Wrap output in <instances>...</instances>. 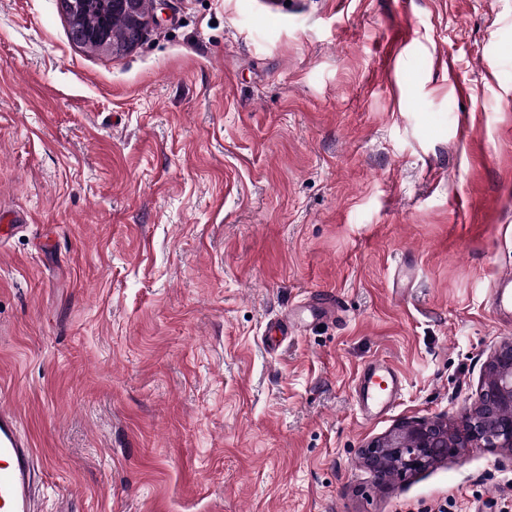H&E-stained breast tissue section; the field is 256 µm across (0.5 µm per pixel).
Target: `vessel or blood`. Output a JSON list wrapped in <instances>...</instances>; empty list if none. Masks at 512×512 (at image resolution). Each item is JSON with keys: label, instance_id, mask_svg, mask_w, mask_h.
Segmentation results:
<instances>
[{"label": "vessel or blood", "instance_id": "vessel-or-blood-1", "mask_svg": "<svg viewBox=\"0 0 512 512\" xmlns=\"http://www.w3.org/2000/svg\"><path fill=\"white\" fill-rule=\"evenodd\" d=\"M494 316L512 323V270L503 271L489 292ZM297 323L295 313H288L267 336L268 347L281 346L292 335ZM403 378L387 360L375 358L360 372L354 401L362 416L375 418L386 414L400 397ZM35 452L20 432L15 411L0 405V512H32Z\"/></svg>", "mask_w": 512, "mask_h": 512}]
</instances>
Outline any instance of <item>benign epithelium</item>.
<instances>
[{
    "label": "benign epithelium",
    "mask_w": 512,
    "mask_h": 512,
    "mask_svg": "<svg viewBox=\"0 0 512 512\" xmlns=\"http://www.w3.org/2000/svg\"><path fill=\"white\" fill-rule=\"evenodd\" d=\"M89 0L61 2L81 38ZM100 5L128 15L134 26L149 27L157 15L140 17V0H100ZM469 448L512 452V340L496 347L485 364L477 401L457 426L439 418L410 420L360 449L364 466L379 484L404 479Z\"/></svg>",
    "instance_id": "1"
}]
</instances>
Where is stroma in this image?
Masks as SVG:
<instances>
[{"mask_svg":"<svg viewBox=\"0 0 512 512\" xmlns=\"http://www.w3.org/2000/svg\"><path fill=\"white\" fill-rule=\"evenodd\" d=\"M132 49L0 0V403L34 512L512 507V453L381 486L512 325V0H166ZM414 267L405 298L397 264ZM327 298L277 351L274 319ZM405 379L364 418L371 359ZM489 302L494 316L504 323H512V270L503 271L489 292Z\"/></svg>","mask_w":512,"mask_h":512,"instance_id":"obj_1","label":"stroma"}]
</instances>
